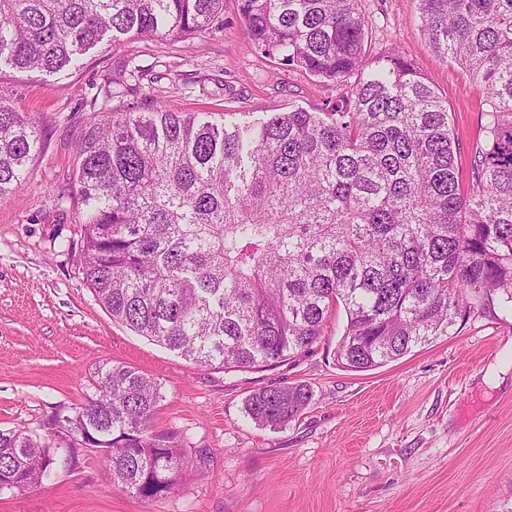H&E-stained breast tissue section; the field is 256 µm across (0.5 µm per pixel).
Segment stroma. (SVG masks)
<instances>
[{"instance_id":"stroma-1","label":"stroma","mask_w":512,"mask_h":512,"mask_svg":"<svg viewBox=\"0 0 512 512\" xmlns=\"http://www.w3.org/2000/svg\"><path fill=\"white\" fill-rule=\"evenodd\" d=\"M360 8L368 58L398 50L447 99L460 187L470 192L471 155L485 142L480 87L433 56L417 0ZM238 13V0H224L223 23L206 33L103 42L77 70L0 75V93L42 132L29 179L0 201V429L44 435L50 415L83 401L99 365L121 363L160 383L154 426L179 432L195 464L171 494L147 501L110 486L103 458L86 453L25 493L0 494V512H512V305L500 296L447 336L370 371L336 364L346 325L337 309L294 359L227 372L114 320L86 282L74 145L101 89L119 110L144 112L158 99L241 124L317 112L345 94L252 49ZM295 383L313 394L298 418L273 429L247 415L252 392Z\"/></svg>"}]
</instances>
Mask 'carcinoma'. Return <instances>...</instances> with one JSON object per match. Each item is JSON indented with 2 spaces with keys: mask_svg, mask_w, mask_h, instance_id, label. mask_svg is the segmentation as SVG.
I'll return each instance as SVG.
<instances>
[{
  "mask_svg": "<svg viewBox=\"0 0 512 512\" xmlns=\"http://www.w3.org/2000/svg\"><path fill=\"white\" fill-rule=\"evenodd\" d=\"M360 0H239L251 46L346 95L319 112L203 121L162 101L109 105L75 143L86 281L112 318L202 367L283 363L313 346L331 311L334 356L368 371L448 335L475 302L512 303V0H419L429 48L482 88L472 192L456 175L448 101L397 53L370 60ZM224 0H0V72L57 74L103 40L207 31ZM36 121L0 99V201L30 176ZM305 384L245 401L276 428L309 405ZM161 385L99 367L94 392L56 412L48 437L110 449V484L143 500L188 472L180 435L157 433ZM56 455L0 430V491L50 476Z\"/></svg>",
  "mask_w": 512,
  "mask_h": 512,
  "instance_id": "carcinoma-1",
  "label": "carcinoma"
}]
</instances>
